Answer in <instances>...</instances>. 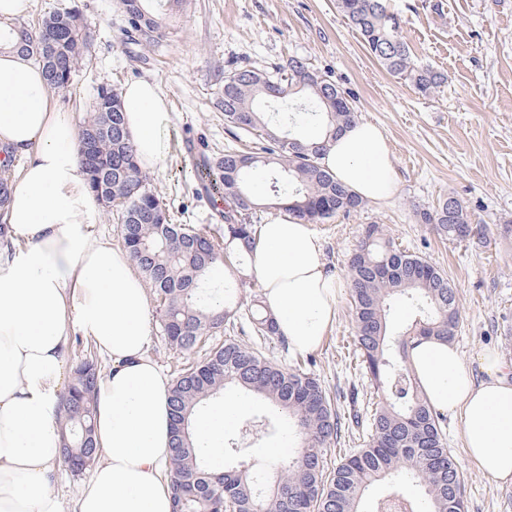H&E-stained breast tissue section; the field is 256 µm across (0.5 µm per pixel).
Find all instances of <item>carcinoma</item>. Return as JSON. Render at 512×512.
I'll return each mask as SVG.
<instances>
[{
	"mask_svg": "<svg viewBox=\"0 0 512 512\" xmlns=\"http://www.w3.org/2000/svg\"><path fill=\"white\" fill-rule=\"evenodd\" d=\"M148 2L119 0V5L130 29L151 40L163 36L165 23ZM336 8L392 76L425 96L448 82L445 74L415 60L388 0H336ZM90 46L87 25L71 8L32 22L0 21V49L8 47L42 64L49 88L57 92L70 90ZM275 87L276 97L269 94ZM295 95L310 103L306 114L318 128L313 137L273 126L258 111L262 101L275 103ZM96 99L78 133V161L98 199L116 202L123 248L156 296L160 327L176 350H193L203 337L234 326L238 307L231 302V283L224 282V300L215 301L207 278L231 258L253 253L257 225L251 218L257 210H282L303 224H323L365 206L321 164L336 136L359 122L357 111L345 92L303 57L293 56L266 70L236 67L224 76L228 133L238 140L242 132L262 146L257 152L228 146L207 164L224 198V225L213 234L170 222L165 203L137 165L136 149L124 129L121 97L111 86L101 85ZM259 169L275 173L264 199L251 186V176ZM420 218L451 242L461 241L457 230L471 224L452 195L433 210L420 212ZM350 277L354 345L366 374L382 391L367 421L355 420L365 428L364 447L329 469L327 448L341 437L342 422L320 380L300 365L280 366L226 338L199 363L182 369L171 385L174 512H361L366 492L380 481L387 489L374 499L373 512H465L458 463L444 442V417L427 401L409 360L415 339L448 341L456 335V288L442 270L384 237L377 224L367 227L352 256ZM399 301L415 307L419 318L396 334L389 316ZM249 313L258 337H275L287 345L262 294L253 295ZM99 377L96 359L81 358L72 365L71 380L59 398L63 463L76 474L100 457L93 438ZM228 386L269 401L300 438L297 453L269 470L245 461L214 468L199 460L192 417ZM414 482L423 487L426 502L403 490V484Z\"/></svg>",
	"mask_w": 512,
	"mask_h": 512,
	"instance_id": "obj_1",
	"label": "carcinoma"
}]
</instances>
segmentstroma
<instances>
[{"mask_svg":"<svg viewBox=\"0 0 512 512\" xmlns=\"http://www.w3.org/2000/svg\"><path fill=\"white\" fill-rule=\"evenodd\" d=\"M400 34L423 64L448 82L424 96L374 60L342 19L336 0H179L166 15L162 38L130 40L117 0H31L25 21L60 7L78 9L93 35L91 54L69 94H55L74 124L87 116L98 85L116 90L135 80L156 81L167 102L157 138L161 162L149 182L175 224L216 228L192 161L222 153L229 143L221 108L224 77L237 66L263 69L291 55L308 60L349 95L360 120L379 124L393 156L397 191L349 217L313 225L328 273L343 291L336 322L310 351L309 370L332 404L347 412L377 402L353 345L354 308L348 263L366 225H381L403 249L441 269L457 288L460 323L454 343L471 367L492 350L512 364V0H389ZM453 195L472 219L468 240L441 239L421 211ZM240 338L266 358L293 364L277 341L254 336L249 303L257 278L251 264L231 272ZM149 355L166 375L196 364V351L172 349L157 312L149 314ZM456 417L444 434L460 466L466 512H512V483L500 484L468 460Z\"/></svg>","mask_w":512,"mask_h":512,"instance_id":"1","label":"stroma"}]
</instances>
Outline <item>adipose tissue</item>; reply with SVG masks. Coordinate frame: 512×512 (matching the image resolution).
Here are the masks:
<instances>
[{
  "label": "adipose tissue",
  "instance_id": "1",
  "mask_svg": "<svg viewBox=\"0 0 512 512\" xmlns=\"http://www.w3.org/2000/svg\"><path fill=\"white\" fill-rule=\"evenodd\" d=\"M121 99L139 166L154 169L166 100L152 80L129 84ZM76 142L42 66L0 52V149L24 160L0 237V512H173L171 383L147 353L142 278L126 251L91 232L100 206L76 162ZM321 163L364 200L383 202L396 191L387 139L375 124L344 130ZM254 271L291 350L317 348L336 320L340 288L309 226L291 218L263 224ZM76 332L106 369L95 395L100 459L66 502L54 489L63 463L57 404ZM410 361L430 404L459 415L471 463L512 483V365L483 354L485 377L475 380L453 343L434 338L416 343ZM246 406L230 393L196 417L199 457L219 463L224 431Z\"/></svg>",
  "mask_w": 512,
  "mask_h": 512
}]
</instances>
